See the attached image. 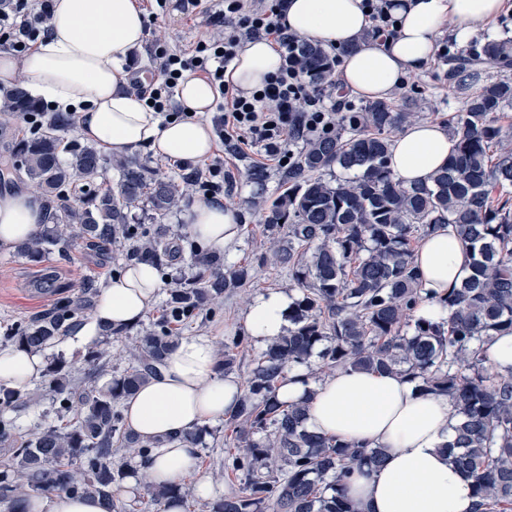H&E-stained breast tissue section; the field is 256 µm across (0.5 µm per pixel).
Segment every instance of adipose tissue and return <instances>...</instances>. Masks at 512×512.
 Here are the masks:
<instances>
[{"instance_id": "obj_1", "label": "adipose tissue", "mask_w": 512, "mask_h": 512, "mask_svg": "<svg viewBox=\"0 0 512 512\" xmlns=\"http://www.w3.org/2000/svg\"><path fill=\"white\" fill-rule=\"evenodd\" d=\"M397 20L393 37L365 39L371 20L363 0H288L281 24L289 32L347 48L344 88L368 100L386 98L411 74L426 69L441 36L464 43L498 18L512 0H390ZM145 12L139 0H54L47 33L24 58L0 52V85L17 84L32 96L76 111L80 133L110 154L149 147L155 155L198 160L214 150L206 116L214 106L211 84L195 74L181 81L176 99L192 119L162 124L131 88L125 65L145 40ZM281 57L269 41L247 42L224 74L230 88L250 92L278 71ZM457 147L456 137L438 120L408 123L392 141L389 167L403 185L428 182ZM45 220L37 193L0 192V251L34 236ZM185 231L207 253H223L240 237L236 206L221 200L192 208ZM428 298L417 316L435 318L439 298L469 276L472 252L446 225L429 233L415 252ZM161 281L155 267L136 263L102 288L93 314L77 331L84 342L97 340L104 326L131 327L155 302ZM293 299L285 291L250 298L245 330L260 344L283 335ZM44 367L41 353L9 346L0 349V384L24 392ZM242 386L221 367L217 337L184 336L169 351L157 377L123 405L127 425L141 439L155 442L148 457L128 463L121 497L143 492L145 484L192 481L198 496L213 486L197 466L198 449L188 434L223 419L238 404ZM286 403H305V428L341 442L378 448L380 465L355 469L345 494L358 512H475V481L448 450L459 423L448 395L425 393L396 373L341 370L315 381L293 371L278 391ZM27 512H107L97 497L52 492L30 499Z\"/></svg>"}]
</instances>
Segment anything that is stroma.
I'll list each match as a JSON object with an SVG mask.
<instances>
[{"mask_svg":"<svg viewBox=\"0 0 512 512\" xmlns=\"http://www.w3.org/2000/svg\"><path fill=\"white\" fill-rule=\"evenodd\" d=\"M148 17L145 44L129 58L126 67L133 74L152 73L156 63L152 58V43L162 40L173 49H189L210 37L223 34L224 18L218 13L217 0H211L207 12L184 10L181 0H167L165 7H158L155 0H142ZM446 60L433 58L429 68L409 76L387 98L394 108H401L405 99H412V110L417 118L447 121L449 115L463 108V101L456 88L449 83ZM214 157L224 162V185L218 196L237 204L243 224L241 239L234 248L225 251L224 266L228 269L250 265L252 275L240 288L227 290L224 305L218 312L200 317L192 325L183 327L186 336H195L223 330L225 339H232L240 328L243 312L250 296L277 288L294 291L293 280L287 271L263 264L265 232L261 214L253 205L254 198L275 199L282 191L281 165L263 150L248 144L230 145L216 143ZM264 167L265 181L254 182L250 169ZM257 186V197L246 196L248 186ZM201 197L190 194L181 207L164 220L153 219L151 213L137 211L136 223L148 229L165 228L181 253L176 268L186 269V257L194 245L184 233L186 216ZM126 261L123 256H112L90 248L82 240H75L67 254L56 252L46 255L38 263L17 258L15 252H0V331L31 316L52 309L57 301L79 297L86 284L102 287L115 274L120 273ZM226 431L223 422L208 424L207 432L199 443L198 464L203 475L210 477L214 487L213 499L240 492L243 482L232 475H222L221 469L227 450L224 446Z\"/></svg>","mask_w":512,"mask_h":512,"instance_id":"obj_1","label":"stroma"}]
</instances>
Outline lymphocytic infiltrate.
Instances as JSON below:
<instances>
[{
	"instance_id": "f902f5d3",
	"label": "lymphocytic infiltrate",
	"mask_w": 512,
	"mask_h": 512,
	"mask_svg": "<svg viewBox=\"0 0 512 512\" xmlns=\"http://www.w3.org/2000/svg\"><path fill=\"white\" fill-rule=\"evenodd\" d=\"M53 0H9L0 7V48L25 56L44 34ZM288 0H224V35L198 43L190 50L156 46L159 76L142 95L162 120L188 119L175 104L177 86L185 73L206 78L217 92L214 124L221 141L248 134L252 143L280 160L294 161L287 149L289 137L323 135L336 128V105L302 79L294 59V37L280 19ZM264 37L282 57L281 68L268 75L258 94H244L226 86L222 76L245 40Z\"/></svg>"
}]
</instances>
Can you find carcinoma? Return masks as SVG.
<instances>
[{
    "instance_id": "obj_1",
    "label": "carcinoma",
    "mask_w": 512,
    "mask_h": 512,
    "mask_svg": "<svg viewBox=\"0 0 512 512\" xmlns=\"http://www.w3.org/2000/svg\"><path fill=\"white\" fill-rule=\"evenodd\" d=\"M485 59L511 70L512 39L490 40L450 63L448 79L464 97L462 111L448 119L458 146L431 183L406 187L394 178L390 135L410 113L375 102L337 114L332 135L306 137L299 158L282 173V194L256 202L269 237L263 260L288 269L301 295L291 305L288 332L253 359L243 399L226 419L225 444L235 454L224 469L241 473L244 484L210 512H355L345 479L355 465L379 464V450L308 432L304 408L277 396L290 371L311 368L325 341L330 345L319 352L317 374L394 370L423 391L451 395L460 423L449 447L459 449L456 462L475 476L476 512H512V374L489 372L484 349L494 337L512 335V204L495 203L489 194L492 184L512 185V143L496 118L512 105V76H483ZM295 60L313 87L332 82L335 62L322 44L299 40ZM26 112L40 113L41 126L21 136L12 119ZM74 125L73 113L43 111L22 86L0 90V179L23 170L41 189L45 210L41 230L17 255L36 261L50 250L66 251L79 237L157 269L170 263L177 250L161 232L130 223L131 211L141 207L164 218L183 202L186 179L157 178L135 157L108 158L68 137ZM108 167L118 171V181L97 184ZM336 167L342 176L323 177ZM440 224L454 226L470 246L472 273L440 300L447 315L416 320L424 288L414 241ZM191 270L175 279L153 329L135 341L127 367L108 386H97L109 363L106 347L87 352L80 385L61 377L57 366L48 371L52 421L18 435L7 412L23 398L0 386V444L8 448L0 459V505L7 512L54 491L97 496L108 512H123L112 488L125 470L114 457H146L155 444L126 427L120 401L160 374L177 327L251 277L249 267L226 272L216 255L197 250ZM96 296L89 284L79 302L62 301L5 329L4 337L44 350L80 327V311ZM244 341L235 336L224 345V373L234 368ZM149 494L162 507L191 498V487L154 486Z\"/></svg>"
}]
</instances>
